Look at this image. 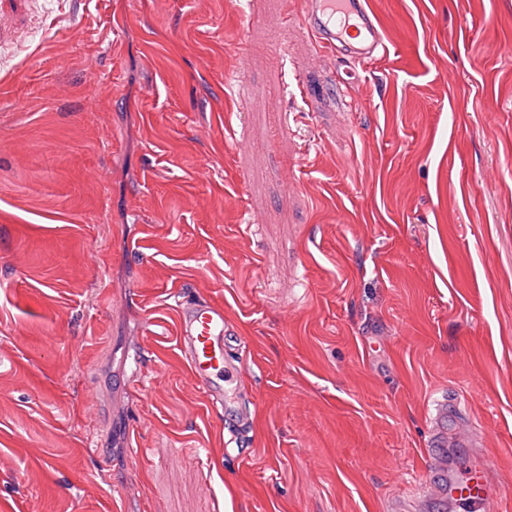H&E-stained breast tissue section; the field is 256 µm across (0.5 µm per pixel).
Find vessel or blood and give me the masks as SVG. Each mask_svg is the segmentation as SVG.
<instances>
[{
    "label": "vessel or blood",
    "instance_id": "b4317fda",
    "mask_svg": "<svg viewBox=\"0 0 512 512\" xmlns=\"http://www.w3.org/2000/svg\"><path fill=\"white\" fill-rule=\"evenodd\" d=\"M303 15L305 30L349 62L367 64L386 51L368 0H304ZM177 327L178 346L191 375L210 402L223 406L226 429L233 434L249 427V410L227 405L234 381L242 377V365L228 353L231 329L223 305L206 300L179 303ZM452 447L468 449V458H449ZM424 459V489L430 499L447 503L450 512H502L482 432L452 396L442 395L433 403Z\"/></svg>",
    "mask_w": 512,
    "mask_h": 512
}]
</instances>
